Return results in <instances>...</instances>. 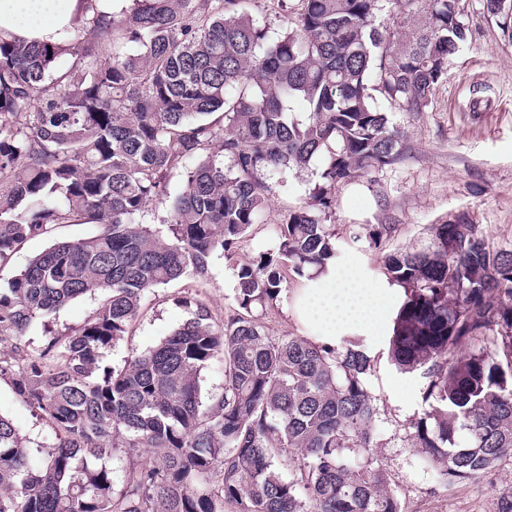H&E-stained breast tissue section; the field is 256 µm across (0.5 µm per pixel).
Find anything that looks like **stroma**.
<instances>
[{
	"mask_svg": "<svg viewBox=\"0 0 512 512\" xmlns=\"http://www.w3.org/2000/svg\"><path fill=\"white\" fill-rule=\"evenodd\" d=\"M459 7L466 41L447 78L435 86L426 111L402 112L384 97L376 99L403 134L404 158L339 183L325 216L340 263L359 265L372 283L384 281L386 255L428 245L433 225L461 213L491 245L512 249V38L488 16L484 0H459ZM322 167V159H314L305 172L289 175L286 186L274 187L251 235L234 254L215 255L205 277H183L147 293L125 336L106 351V364L123 367L131 355L171 334L190 316L180 304L183 298L204 301L216 319L231 314L238 268L276 251L279 224L289 209L308 200ZM95 230L92 224H62L54 239L27 241L0 265V279L9 280L52 240L73 241ZM283 275L276 302L258 319L270 336L306 335L294 307L307 280L288 268ZM389 338L384 332L365 339L371 358L367 384L378 407L373 453L381 459L403 512H506L512 506V457L481 479L445 485L437 469L410 447L408 426L429 405L423 398V379L400 373L391 364ZM0 415L27 439L32 457L43 456L55 444L51 424L31 412L6 378L0 379Z\"/></svg>",
	"mask_w": 512,
	"mask_h": 512,
	"instance_id": "35a3bbf8",
	"label": "stroma"
}]
</instances>
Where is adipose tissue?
<instances>
[{
    "label": "adipose tissue",
    "instance_id": "obj_1",
    "mask_svg": "<svg viewBox=\"0 0 512 512\" xmlns=\"http://www.w3.org/2000/svg\"><path fill=\"white\" fill-rule=\"evenodd\" d=\"M90 0H0V36L25 42L60 44L90 16ZM404 292L365 281L353 265L328 266L296 298V317L311 341L332 346L337 338L384 331Z\"/></svg>",
    "mask_w": 512,
    "mask_h": 512
}]
</instances>
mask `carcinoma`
<instances>
[{
    "label": "carcinoma",
    "instance_id": "carcinoma-1",
    "mask_svg": "<svg viewBox=\"0 0 512 512\" xmlns=\"http://www.w3.org/2000/svg\"><path fill=\"white\" fill-rule=\"evenodd\" d=\"M133 2L60 46L0 37V262L60 224L101 226L0 287V378L58 436L35 462L0 416V512H403L371 452L364 344L273 338L255 311L280 294L283 267L336 261L322 217L336 185L403 159L375 94L425 111L466 39L458 0H277L276 39L246 0ZM485 6L512 35V0ZM317 157L320 180L288 210L277 253L239 269L234 314L217 322L188 301L191 317L155 347L105 363L147 291L205 276L249 236L271 176ZM151 204L170 236L139 222ZM384 268L406 296L391 361L425 380L430 407L411 447L443 482L479 479L512 454V251L460 214ZM87 294L101 302L83 326L30 347L32 322ZM215 359L224 391L205 407L200 373ZM118 447L153 459L116 490Z\"/></svg>",
    "mask_w": 512,
    "mask_h": 512
}]
</instances>
